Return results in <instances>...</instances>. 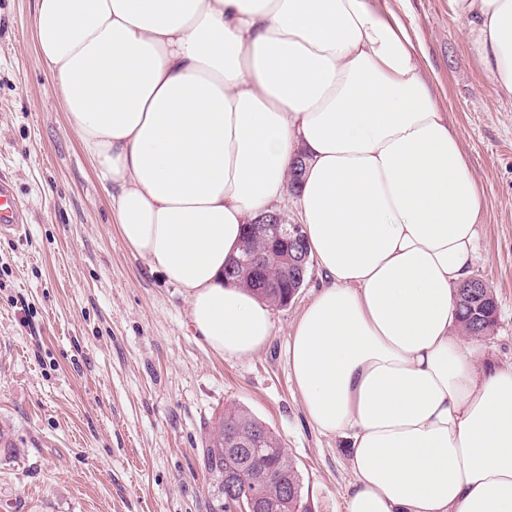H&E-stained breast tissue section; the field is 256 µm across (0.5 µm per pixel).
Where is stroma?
<instances>
[{"label":"stroma","mask_w":512,"mask_h":512,"mask_svg":"<svg viewBox=\"0 0 512 512\" xmlns=\"http://www.w3.org/2000/svg\"><path fill=\"white\" fill-rule=\"evenodd\" d=\"M416 43L479 190L472 272L498 302L474 341L512 365V101L483 72L452 0H388ZM35 0H0V174L30 222L0 237V512H209L197 450L233 404L281 439L314 512H345L353 481L338 435L310 424L287 344L320 285L273 307L271 343L229 360L196 336L181 288L123 242L51 71Z\"/></svg>","instance_id":"stroma-1"}]
</instances>
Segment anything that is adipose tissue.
I'll list each match as a JSON object with an SVG mask.
<instances>
[{"label": "adipose tissue", "instance_id": "obj_1", "mask_svg": "<svg viewBox=\"0 0 512 512\" xmlns=\"http://www.w3.org/2000/svg\"><path fill=\"white\" fill-rule=\"evenodd\" d=\"M512 100V0H452ZM38 58L132 252L246 359L268 303L224 282L288 189L323 282L288 343L311 425L348 442L345 512H512V367L479 369L455 290L480 206L413 37L382 0H36Z\"/></svg>", "mask_w": 512, "mask_h": 512}]
</instances>
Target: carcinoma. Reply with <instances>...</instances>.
Wrapping results in <instances>:
<instances>
[{"mask_svg":"<svg viewBox=\"0 0 512 512\" xmlns=\"http://www.w3.org/2000/svg\"><path fill=\"white\" fill-rule=\"evenodd\" d=\"M226 266L238 267L237 281L245 284L257 296L272 304L283 295L303 287L305 278L279 269L256 271L239 264V257L230 258ZM277 284L263 288L258 277ZM460 329L479 340L493 329L496 321V301L489 288L478 289L477 297L468 303H458ZM232 428L243 434L259 435L263 446L257 453L233 451L224 444V433ZM201 468L212 480L210 512H233L237 498L257 495L263 502L260 512H312L309 498L304 496L300 475L287 449L273 431L245 410L229 406L219 413L206 433L199 449Z\"/></svg>","mask_w":512,"mask_h":512,"instance_id":"obj_1","label":"carcinoma"}]
</instances>
